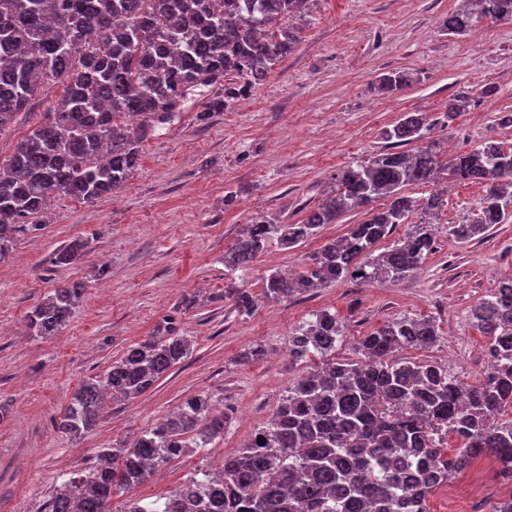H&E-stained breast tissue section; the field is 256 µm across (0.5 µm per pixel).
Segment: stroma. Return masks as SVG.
<instances>
[{
  "mask_svg": "<svg viewBox=\"0 0 512 512\" xmlns=\"http://www.w3.org/2000/svg\"><path fill=\"white\" fill-rule=\"evenodd\" d=\"M457 0H316L300 20V43L249 96L199 121L201 97L178 120L142 143L127 186L87 204L54 199L38 231L19 233L0 263V512H46L48 501L102 448L121 444L160 422L189 396L210 395L224 411V433L189 448L131 494L164 502L198 466L237 453L271 418L305 364L288 356V334L318 310L336 314L345 338L340 360H359V339L397 316L433 319L439 341L404 357L447 366L460 382L483 375L486 339L468 321L472 306L512 275V222L461 244L448 227L461 223L483 195L481 185L449 183L433 227L436 248L421 270L398 285L344 280L309 297L262 298L268 270L295 272L327 241L363 221L360 213L324 226L315 238L285 248L271 242L250 267L233 273L224 252L246 224L267 216L300 221L343 169L385 149L382 130L406 112L427 113L429 140L444 155L485 141L512 145V23H485L479 33L448 35L441 27ZM405 72L407 85L378 92V79ZM63 82L44 85L29 111L0 133V159L62 97ZM471 104L448 116L451 95ZM88 242L80 265L56 267L54 252ZM257 298L250 315L224 298L228 281ZM80 281L85 294L62 332L32 335L27 317L52 288ZM177 316L192 340L184 362L154 388L108 403L96 428L68 441L54 427L58 412L88 378L102 375L131 344L161 332ZM263 346L250 359L249 348Z\"/></svg>",
  "mask_w": 512,
  "mask_h": 512,
  "instance_id": "stroma-1",
  "label": "stroma"
}]
</instances>
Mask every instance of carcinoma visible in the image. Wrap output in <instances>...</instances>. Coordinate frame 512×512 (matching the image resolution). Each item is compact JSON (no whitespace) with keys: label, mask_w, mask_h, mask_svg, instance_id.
<instances>
[{"label":"carcinoma","mask_w":512,"mask_h":512,"mask_svg":"<svg viewBox=\"0 0 512 512\" xmlns=\"http://www.w3.org/2000/svg\"><path fill=\"white\" fill-rule=\"evenodd\" d=\"M310 0H0V134L11 128L41 87L54 80L65 91L44 121L0 161V263L16 235L37 230L32 218L52 198L92 203L124 187L134 174L143 140L178 116L189 95L208 88L201 121L222 112L261 84L299 43L290 19ZM512 20V0H460L443 20L448 34L465 36L487 22ZM409 81L390 72L378 90L391 94ZM429 122L407 112L381 135L389 148L350 166L336 187L298 224L257 218L224 252V268L249 266L270 244L294 248L347 213L365 211L339 240L309 257L288 277L270 270L264 297L286 300L346 279L397 284L418 272L434 251L430 222L413 225L386 251L376 245L409 214H436L443 177L478 183L485 194L448 234L465 243L512 217V146L488 140L441 158L425 140ZM419 143L415 150L404 149ZM435 186L419 204L404 195L410 184ZM384 199L383 206L375 202ZM85 244L60 248L54 263H78ZM85 293L72 282L52 290L29 315L42 338L58 335ZM224 299L245 315L255 307L247 289L230 283ZM470 320L487 338L497 364L483 381L465 387L447 367L397 356L439 339L430 319L397 317L357 342L361 362L336 359L345 327L328 310L313 313L288 334V354L311 370L290 384L268 423L235 455L224 457L214 479L208 470L174 490L162 506L129 498L124 512H427L428 494L491 454L512 477V277L471 308ZM192 341L174 321L162 335L130 345L102 376L83 382L55 421L58 433L78 440L94 430L103 393L128 400L147 393L189 355ZM224 414L207 395L184 399L156 426L72 478L51 498L48 512H112V495L145 482L182 457L191 439L224 433ZM263 443H258V437ZM460 446L448 453V437Z\"/></svg>","instance_id":"cac0c4a2"}]
</instances>
